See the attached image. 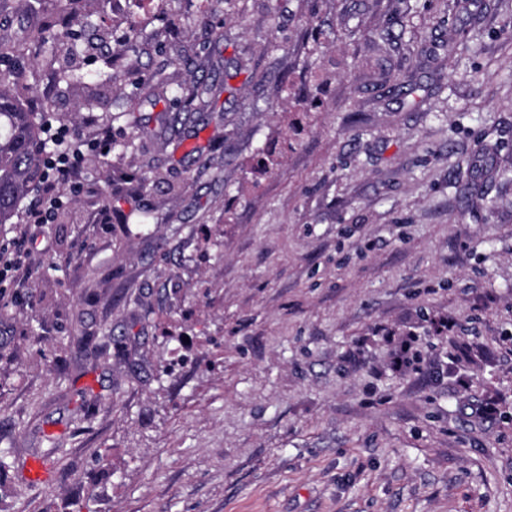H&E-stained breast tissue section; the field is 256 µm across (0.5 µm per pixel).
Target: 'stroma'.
<instances>
[{
    "label": "stroma",
    "mask_w": 512,
    "mask_h": 512,
    "mask_svg": "<svg viewBox=\"0 0 512 512\" xmlns=\"http://www.w3.org/2000/svg\"><path fill=\"white\" fill-rule=\"evenodd\" d=\"M138 2L80 0L83 81L27 68L37 110L115 146L0 288V506L512 512V0ZM155 75L230 90L163 126L133 96Z\"/></svg>",
    "instance_id": "obj_1"
}]
</instances>
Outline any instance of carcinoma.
<instances>
[{
    "mask_svg": "<svg viewBox=\"0 0 512 512\" xmlns=\"http://www.w3.org/2000/svg\"><path fill=\"white\" fill-rule=\"evenodd\" d=\"M84 29L73 20L53 19L30 27L20 34L0 27V226L13 223L18 208L45 170L46 142L42 139L45 115L17 94L23 87V61L46 55L58 80L78 78L71 47L82 40ZM138 41V27L132 25L115 40L112 59L132 49ZM222 88L216 84L170 86L159 81L142 92L145 101L165 100L178 113L199 109L205 99Z\"/></svg>",
    "mask_w": 512,
    "mask_h": 512,
    "instance_id": "obj_1",
    "label": "carcinoma"
}]
</instances>
